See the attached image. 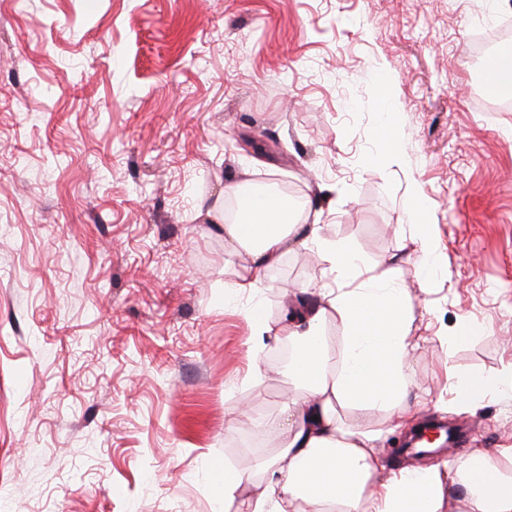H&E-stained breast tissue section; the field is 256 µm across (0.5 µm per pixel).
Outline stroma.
<instances>
[{
    "instance_id": "1",
    "label": "stroma",
    "mask_w": 512,
    "mask_h": 512,
    "mask_svg": "<svg viewBox=\"0 0 512 512\" xmlns=\"http://www.w3.org/2000/svg\"><path fill=\"white\" fill-rule=\"evenodd\" d=\"M512 0H0V507L224 512L212 469L260 471L295 389L253 353L290 288L331 275L289 248L235 292L229 184L290 186L303 224L353 246L416 311L410 401L463 432L386 471L512 445V400L468 410L454 377L512 365V108L493 111L480 39L512 51ZM400 130L403 159L376 129ZM261 144L258 156L242 137ZM425 193L436 278L403 244ZM468 334L453 342L460 326Z\"/></svg>"
}]
</instances>
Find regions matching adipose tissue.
<instances>
[{"mask_svg": "<svg viewBox=\"0 0 512 512\" xmlns=\"http://www.w3.org/2000/svg\"><path fill=\"white\" fill-rule=\"evenodd\" d=\"M287 198L263 195L253 207L239 206L224 237L244 262L235 286L255 291L289 244L318 245L335 287H320L318 301L299 320L270 327L260 308L249 309L254 349L274 336L305 349L288 376L304 393L284 403L287 423L283 454L264 466L254 483L233 469L224 471L225 512H238L236 495L250 486L247 512H442L455 498L457 512H512V447L475 451L444 468H407L386 479L378 444L382 430L344 427L340 406L375 405L404 422L409 401L414 344V309L402 289L377 276L362 277V261L348 244L323 239L319 225L293 223ZM344 327V347L329 363L315 331L330 316ZM455 398L475 404L512 398V368L488 377L470 374L454 382Z\"/></svg>", "mask_w": 512, "mask_h": 512, "instance_id": "ef3b65f1", "label": "adipose tissue"}]
</instances>
